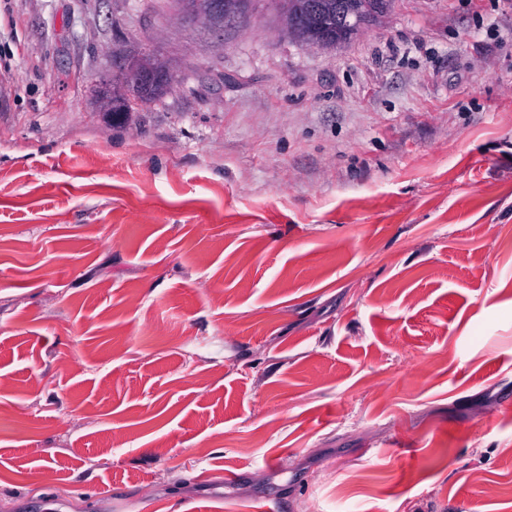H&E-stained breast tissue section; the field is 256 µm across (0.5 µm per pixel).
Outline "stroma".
<instances>
[{
	"mask_svg": "<svg viewBox=\"0 0 512 512\" xmlns=\"http://www.w3.org/2000/svg\"><path fill=\"white\" fill-rule=\"evenodd\" d=\"M144 54L172 84L113 127ZM145 499L512 512L503 0H394L334 49L277 0L218 36L0 0V512ZM99 95V101L104 112L110 113L112 116V126L121 127L130 113L129 99L127 97H116L115 95H131L134 94L136 86L131 81L121 82L118 84H105L102 86Z\"/></svg>",
	"mask_w": 512,
	"mask_h": 512,
	"instance_id": "obj_1",
	"label": "stroma"
}]
</instances>
